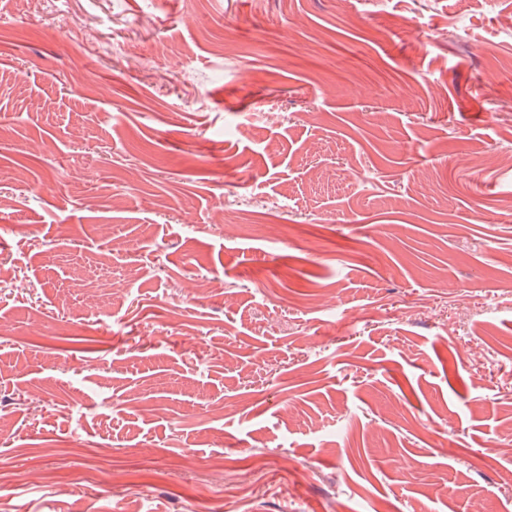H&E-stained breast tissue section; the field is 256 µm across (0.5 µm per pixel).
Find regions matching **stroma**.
<instances>
[{
    "instance_id": "1",
    "label": "stroma",
    "mask_w": 512,
    "mask_h": 512,
    "mask_svg": "<svg viewBox=\"0 0 512 512\" xmlns=\"http://www.w3.org/2000/svg\"><path fill=\"white\" fill-rule=\"evenodd\" d=\"M508 14L0 0V512H512Z\"/></svg>"
}]
</instances>
